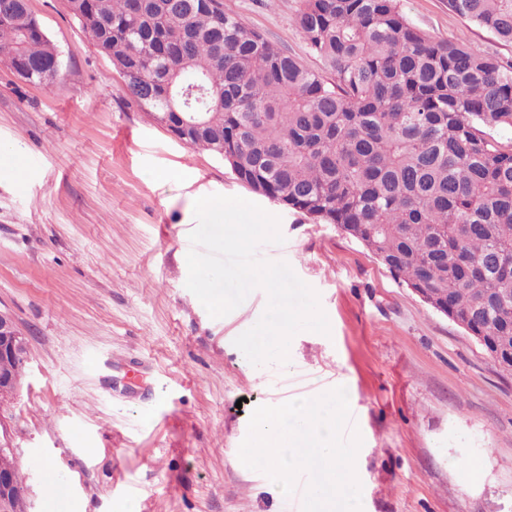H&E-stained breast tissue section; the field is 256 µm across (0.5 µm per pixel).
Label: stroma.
Instances as JSON below:
<instances>
[{
	"instance_id": "1",
	"label": "stroma",
	"mask_w": 512,
	"mask_h": 512,
	"mask_svg": "<svg viewBox=\"0 0 512 512\" xmlns=\"http://www.w3.org/2000/svg\"><path fill=\"white\" fill-rule=\"evenodd\" d=\"M410 24L508 62L512 45L448 0H399ZM63 75L32 85L0 62V305L28 342L0 403L29 512H47L34 460L71 512H286L239 447L255 408L345 381L362 437V512H512V377L476 339L398 284L356 239L254 193L209 152L153 123L69 15L30 0ZM247 27L319 70L297 0H224ZM238 196L280 219L287 262L318 292L330 335L298 332L289 362L255 369L234 340L267 305L253 290L210 317L186 286L196 199ZM478 460L470 478L463 464Z\"/></svg>"
}]
</instances>
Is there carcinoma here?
Instances as JSON below:
<instances>
[{
  "instance_id": "1",
  "label": "carcinoma",
  "mask_w": 512,
  "mask_h": 512,
  "mask_svg": "<svg viewBox=\"0 0 512 512\" xmlns=\"http://www.w3.org/2000/svg\"><path fill=\"white\" fill-rule=\"evenodd\" d=\"M145 112L253 192L362 243L399 284L512 355V63L435 40L397 0H299L327 73L246 28L224 0H65ZM512 43V0H448ZM32 84L61 75L28 0H0V53Z\"/></svg>"
}]
</instances>
